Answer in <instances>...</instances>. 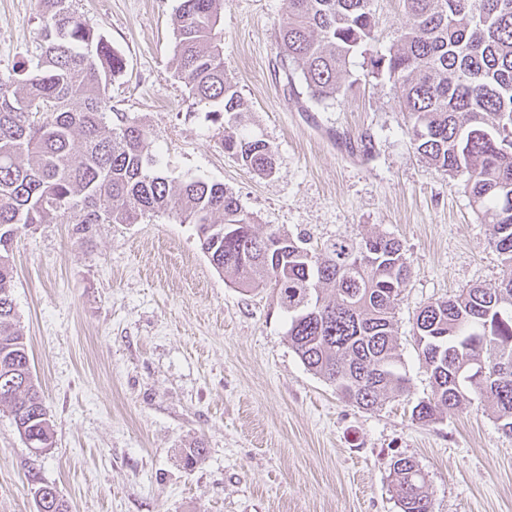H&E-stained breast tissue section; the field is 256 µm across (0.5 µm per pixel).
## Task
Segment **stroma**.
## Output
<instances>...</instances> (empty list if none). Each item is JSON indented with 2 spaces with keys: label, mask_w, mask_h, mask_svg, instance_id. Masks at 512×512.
I'll return each instance as SVG.
<instances>
[{
  "label": "stroma",
  "mask_w": 512,
  "mask_h": 512,
  "mask_svg": "<svg viewBox=\"0 0 512 512\" xmlns=\"http://www.w3.org/2000/svg\"><path fill=\"white\" fill-rule=\"evenodd\" d=\"M179 0H73L124 59L112 106L145 122L174 182L223 183L255 219L314 247L343 237L399 240L412 275L394 314L402 396L366 410L308 371L271 289L230 287L194 225L34 224L13 242V298L53 445L36 454L0 407V512H37L47 484L71 512H401L390 465L414 459L432 512H512V437L470 396L420 424L432 384L413 336L417 311L459 289L512 277L460 180L414 150L397 84L370 56L406 24L401 0H374L369 56L330 105L285 92L276 30L288 0H224V70L242 127L274 171L226 154L207 112L172 77ZM36 0H0V75L35 50ZM205 453L186 465L190 448Z\"/></svg>",
  "instance_id": "35a3bbf8"
}]
</instances>
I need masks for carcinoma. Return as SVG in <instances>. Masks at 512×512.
I'll use <instances>...</instances> for the list:
<instances>
[{"instance_id":"obj_1","label":"carcinoma","mask_w":512,"mask_h":512,"mask_svg":"<svg viewBox=\"0 0 512 512\" xmlns=\"http://www.w3.org/2000/svg\"><path fill=\"white\" fill-rule=\"evenodd\" d=\"M402 2L407 23L396 46L370 64L402 88L416 151L463 179L490 243L512 266V0ZM38 8L36 54L0 76V406L29 448L52 445L12 295L13 241L31 224H138L157 214L192 224L200 250L233 287L273 290L294 353L343 399L374 409L382 397L404 394L393 311L411 267L399 241L369 236L317 250L278 229L258 234L221 183L173 185L150 129L125 112L108 118L122 56L72 0H38ZM223 11L224 0H180L171 69L194 104L210 107L224 152L269 175L271 146L239 127L245 107L224 72ZM288 12L275 32L286 85L300 82L316 103L345 95L350 58L375 38L372 0H288ZM413 329L432 382L413 418L430 422L473 393L493 403L499 429L511 436L512 278L424 306ZM480 353L506 373L462 392L458 369ZM390 477L401 512H431L413 459L394 460Z\"/></svg>"}]
</instances>
